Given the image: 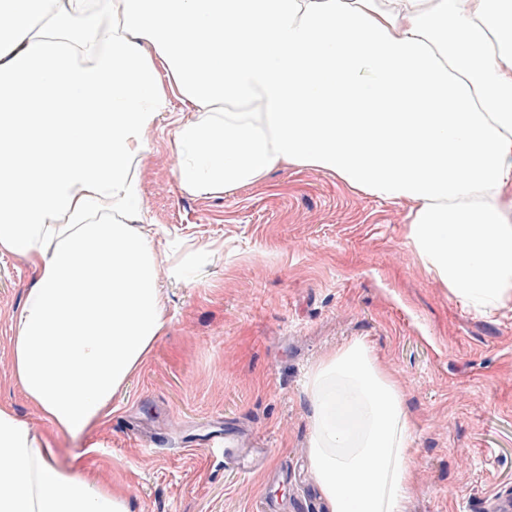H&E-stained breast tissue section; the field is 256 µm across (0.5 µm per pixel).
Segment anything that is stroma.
I'll list each match as a JSON object with an SVG mask.
<instances>
[{
    "mask_svg": "<svg viewBox=\"0 0 512 512\" xmlns=\"http://www.w3.org/2000/svg\"><path fill=\"white\" fill-rule=\"evenodd\" d=\"M192 114L172 99L138 171L147 232L171 326L82 435L56 436L55 463L122 489L133 512H257L303 498L312 482L241 474L210 432L235 425L268 464L307 465L310 370L363 340L402 383L414 437L406 512H482L512 488V303L492 316L428 272L406 234L408 203L377 200L314 169L280 167L258 184L190 195L174 131ZM34 280L0 254V402L37 432L49 426L11 381V320Z\"/></svg>",
    "mask_w": 512,
    "mask_h": 512,
    "instance_id": "obj_1",
    "label": "stroma"
}]
</instances>
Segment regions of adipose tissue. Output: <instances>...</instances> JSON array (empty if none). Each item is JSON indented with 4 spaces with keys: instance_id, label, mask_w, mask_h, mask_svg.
<instances>
[{
    "instance_id": "1",
    "label": "adipose tissue",
    "mask_w": 512,
    "mask_h": 512,
    "mask_svg": "<svg viewBox=\"0 0 512 512\" xmlns=\"http://www.w3.org/2000/svg\"><path fill=\"white\" fill-rule=\"evenodd\" d=\"M179 99V185L218 195L317 168L407 202V240L464 305L512 299V0H0V253L34 282L0 403V512H133L54 463L103 423L170 320L137 177ZM326 512H405L400 383L360 340L308 384Z\"/></svg>"
}]
</instances>
